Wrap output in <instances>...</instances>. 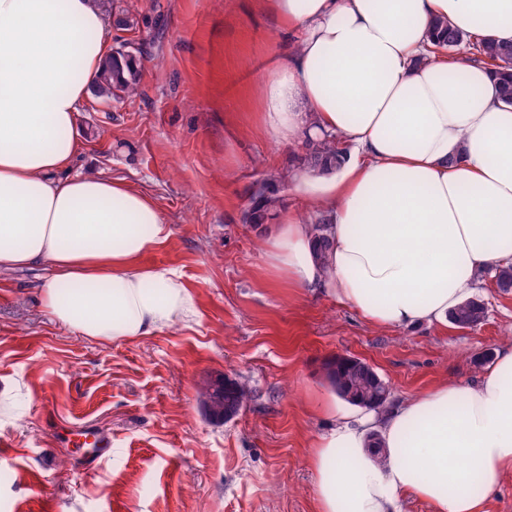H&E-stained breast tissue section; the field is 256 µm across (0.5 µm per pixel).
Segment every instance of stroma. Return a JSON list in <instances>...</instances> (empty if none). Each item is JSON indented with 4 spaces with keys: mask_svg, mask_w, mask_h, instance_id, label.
Wrapping results in <instances>:
<instances>
[{
    "mask_svg": "<svg viewBox=\"0 0 512 512\" xmlns=\"http://www.w3.org/2000/svg\"><path fill=\"white\" fill-rule=\"evenodd\" d=\"M130 26L110 48L138 46L136 96L89 95L70 174L104 173L148 194L171 235L142 262L177 270L197 315L125 341L57 323L43 306V268L0 274V512H315L310 445L331 423L317 408L333 390L325 365H371L398 403L448 382L475 381L486 353L512 342V293L479 273L486 309L475 328H379L353 308L264 274L242 215L260 178L291 167L255 126L265 63L294 35L258 0H114ZM226 376L251 398L216 423L202 381ZM93 428L112 453L85 465L50 425Z\"/></svg>",
    "mask_w": 512,
    "mask_h": 512,
    "instance_id": "stroma-1",
    "label": "stroma"
}]
</instances>
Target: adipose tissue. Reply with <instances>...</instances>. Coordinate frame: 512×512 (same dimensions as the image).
I'll return each mask as SVG.
<instances>
[{
	"mask_svg": "<svg viewBox=\"0 0 512 512\" xmlns=\"http://www.w3.org/2000/svg\"><path fill=\"white\" fill-rule=\"evenodd\" d=\"M297 32L272 54L255 121L288 145L341 136L344 163L294 176L302 210L259 236L270 282L310 288L377 327L445 324L482 270L512 256V105L480 64L427 56L429 22L512 41V0H261ZM99 0H0V270L43 265L45 308L84 336L128 340L189 323L182 275L141 264L171 231L153 201L100 174L61 178L108 54ZM326 215V258L303 210ZM378 436L381 456L368 449ZM316 512H484L512 476V343L481 376L315 440Z\"/></svg>",
	"mask_w": 512,
	"mask_h": 512,
	"instance_id": "ef3b65f1",
	"label": "adipose tissue"
}]
</instances>
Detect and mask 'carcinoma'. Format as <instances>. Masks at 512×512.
<instances>
[{
	"mask_svg": "<svg viewBox=\"0 0 512 512\" xmlns=\"http://www.w3.org/2000/svg\"><path fill=\"white\" fill-rule=\"evenodd\" d=\"M431 46L436 52H452L463 49L466 60L481 63L490 69L497 80L501 99L512 104V42L474 39L472 35L455 28L448 20L436 17L430 22ZM137 49L124 44L112 51L101 63L95 91L111 99L131 96L138 90L139 72L133 65ZM346 157L336 136L328 135L321 140L305 139L302 152L293 155L292 162L301 170L330 172L338 168ZM290 174L282 172L264 181L253 190L243 221L253 229L276 219L283 206L279 185L288 181ZM326 219L314 217L312 222L317 252L325 256L329 240L325 234ZM497 288L504 293L512 292V264L495 269ZM486 317V308L478 299H468L448 314V321L462 329L480 325ZM326 378L336 394L347 402L369 408L384 410L389 404V387L378 373L367 363L357 364L337 357L332 368L326 370ZM250 399L249 391L232 379L217 378L204 381L200 389V401L215 417L216 421L232 419Z\"/></svg>",
	"mask_w": 512,
	"mask_h": 512,
	"instance_id": "cac0c4a2",
	"label": "carcinoma"
}]
</instances>
